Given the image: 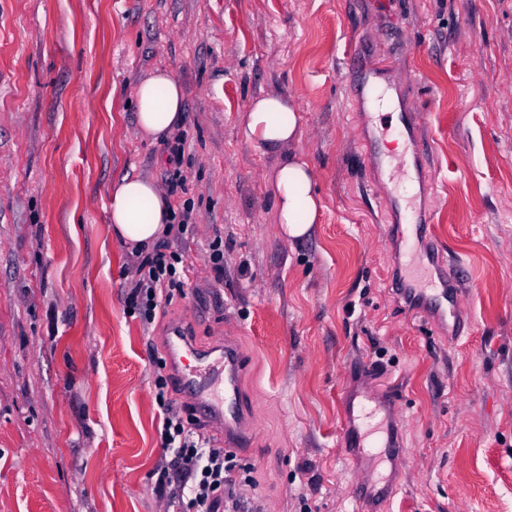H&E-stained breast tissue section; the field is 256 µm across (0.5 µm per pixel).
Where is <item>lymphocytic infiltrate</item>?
<instances>
[{
	"instance_id": "lymphocytic-infiltrate-1",
	"label": "lymphocytic infiltrate",
	"mask_w": 512,
	"mask_h": 512,
	"mask_svg": "<svg viewBox=\"0 0 512 512\" xmlns=\"http://www.w3.org/2000/svg\"><path fill=\"white\" fill-rule=\"evenodd\" d=\"M179 257L167 245L146 253H133V279L125 299L128 313L152 324L162 303L183 295L177 269ZM169 376L155 379L154 399L160 410L163 454L154 467V488L181 512H254L241 487L253 484V469L241 464L235 451L217 440L192 436L174 398Z\"/></svg>"
}]
</instances>
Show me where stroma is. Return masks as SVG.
I'll return each mask as SVG.
<instances>
[{"mask_svg": "<svg viewBox=\"0 0 512 512\" xmlns=\"http://www.w3.org/2000/svg\"><path fill=\"white\" fill-rule=\"evenodd\" d=\"M350 55L426 139L411 183L362 149L412 155L350 91ZM157 70L185 107L154 141L132 92ZM262 92L299 98L323 204L299 240L275 222L273 156L238 134ZM179 138L185 295L146 326L110 189L166 187ZM415 212L463 293L454 339L396 287L387 228ZM177 324L244 359L241 493L265 512H353L368 473L339 436L366 388L403 421L402 458L377 468L394 492L367 512H512V0H0V512H168L154 379Z\"/></svg>", "mask_w": 512, "mask_h": 512, "instance_id": "stroma-1", "label": "stroma"}]
</instances>
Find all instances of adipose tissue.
Here are the masks:
<instances>
[{
    "label": "adipose tissue",
    "instance_id": "adipose-tissue-1",
    "mask_svg": "<svg viewBox=\"0 0 512 512\" xmlns=\"http://www.w3.org/2000/svg\"><path fill=\"white\" fill-rule=\"evenodd\" d=\"M135 123L140 135L157 137L178 130L184 118V89L171 74L158 71L134 87ZM303 118L294 97L268 92L253 97L241 119L240 136L276 155L267 174L276 221L291 240L309 235L319 221L321 199L314 170L293 149L303 134ZM109 219L112 237L127 248L151 247L173 221L168 196L151 179L123 176L111 187Z\"/></svg>",
    "mask_w": 512,
    "mask_h": 512
}]
</instances>
